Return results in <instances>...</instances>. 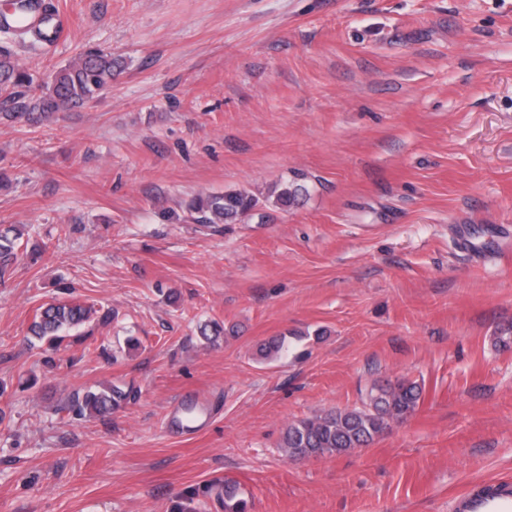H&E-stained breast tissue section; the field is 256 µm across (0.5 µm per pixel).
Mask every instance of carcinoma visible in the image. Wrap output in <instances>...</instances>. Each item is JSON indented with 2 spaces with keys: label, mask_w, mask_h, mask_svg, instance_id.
I'll return each mask as SVG.
<instances>
[{
  "label": "carcinoma",
  "mask_w": 512,
  "mask_h": 512,
  "mask_svg": "<svg viewBox=\"0 0 512 512\" xmlns=\"http://www.w3.org/2000/svg\"><path fill=\"white\" fill-rule=\"evenodd\" d=\"M30 0H17L11 17L0 18V27L13 30L21 36L32 34L29 47L47 40L40 30L22 26ZM114 60L101 50L89 49L70 63L60 67L51 82L32 91L34 78L7 50L0 49V90L21 89L17 93L16 109L35 120L42 116L67 112L94 99L112 85ZM301 186L283 184L275 195V203L286 207L293 203ZM258 205V199L245 189L198 196L191 208L201 224H226L249 214ZM22 233H0V279L10 271L22 247ZM99 312L95 305L82 303H51L35 310L30 331L39 340L58 345L63 332L83 326ZM284 337H274L258 349L264 360L281 357ZM421 386L409 379L394 386H372L354 408L333 409L312 419H302L288 425L282 447L288 458H309L345 454L361 448L384 434L391 422L413 414L421 400ZM135 398L133 390L109 386L101 390H86L75 394L68 404L56 409L80 417L104 418L120 403ZM215 494L224 504V512H248V500L238 484L230 481L216 488Z\"/></svg>",
  "instance_id": "obj_1"
}]
</instances>
